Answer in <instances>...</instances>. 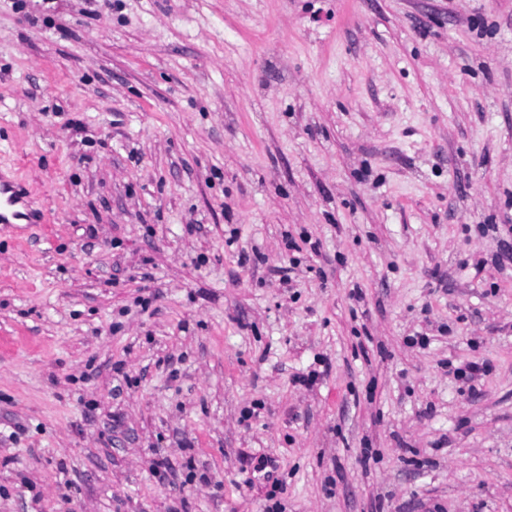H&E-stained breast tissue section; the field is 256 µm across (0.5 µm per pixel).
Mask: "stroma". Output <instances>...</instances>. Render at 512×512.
I'll list each match as a JSON object with an SVG mask.
<instances>
[{
  "mask_svg": "<svg viewBox=\"0 0 512 512\" xmlns=\"http://www.w3.org/2000/svg\"><path fill=\"white\" fill-rule=\"evenodd\" d=\"M2 178L0 512H512V0H0ZM25 193L22 192L17 186L11 183L0 184V223L1 224H13L12 220L24 219L27 222L33 218L25 205L24 198ZM21 203L25 212H20L15 209L17 204Z\"/></svg>",
  "mask_w": 512,
  "mask_h": 512,
  "instance_id": "35a3bbf8",
  "label": "stroma"
}]
</instances>
